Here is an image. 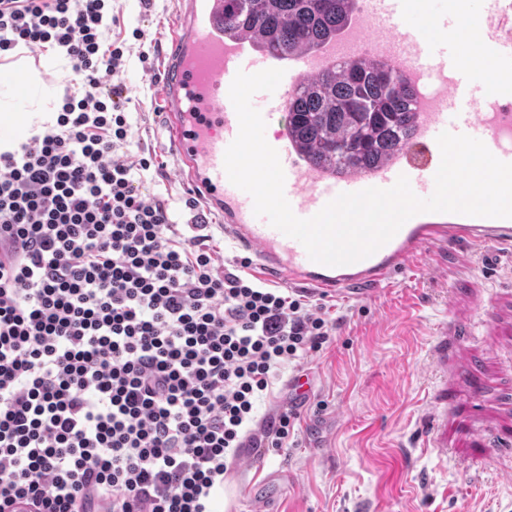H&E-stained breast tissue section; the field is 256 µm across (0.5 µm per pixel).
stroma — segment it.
<instances>
[{"instance_id":"stroma-1","label":"stroma","mask_w":512,"mask_h":512,"mask_svg":"<svg viewBox=\"0 0 512 512\" xmlns=\"http://www.w3.org/2000/svg\"><path fill=\"white\" fill-rule=\"evenodd\" d=\"M175 0H112L106 41L130 51L119 75L128 90L131 144L123 160L164 142L158 71ZM145 33L135 40L134 29ZM148 60H140V52ZM144 194L168 198L189 223L190 194L164 154ZM336 320L330 345L274 376L258 419L288 404V380L311 372L312 392L287 447L245 450L232 483L287 472L286 489L262 512H512V262L488 265L480 248L426 249L390 286L326 298ZM448 333L436 335L439 323ZM438 407L440 450L423 426Z\"/></svg>"}]
</instances>
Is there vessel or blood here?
Here are the masks:
<instances>
[{
	"mask_svg": "<svg viewBox=\"0 0 512 512\" xmlns=\"http://www.w3.org/2000/svg\"><path fill=\"white\" fill-rule=\"evenodd\" d=\"M487 2L478 40L492 50L508 79L494 95L472 86L458 50L449 48L447 8L425 10L433 31L428 37L421 25L401 24L409 0H362L360 9L318 52L291 57L275 92L262 93L261 114L267 123L266 140L277 150L285 173V197L296 216L312 217L342 193L392 187L402 175L417 196H431L441 161L436 138L444 131L477 138L499 160L512 163V29L501 27L503 19L512 17V0ZM169 34L170 49L159 72L149 79L164 88L162 126L178 175L203 214L221 216L225 237L255 251L267 277L317 295L364 294L390 283L428 247L473 245L512 253V219L427 212L409 219L363 260L337 267L312 261L299 241L255 215L252 197L231 184L224 169L225 151L239 132L230 85L237 72L274 67V59L245 40L225 35L223 0H177ZM367 47L373 59L387 62L410 83L415 130L373 168L335 172L311 163L299 151L286 103L307 80L348 63L354 52ZM286 479L283 473L270 474L252 483L246 494L266 502Z\"/></svg>",
	"mask_w": 512,
	"mask_h": 512,
	"instance_id": "vessel-or-blood-1",
	"label": "vessel or blood"
}]
</instances>
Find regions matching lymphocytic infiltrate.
Here are the masks:
<instances>
[{
  "mask_svg": "<svg viewBox=\"0 0 512 512\" xmlns=\"http://www.w3.org/2000/svg\"><path fill=\"white\" fill-rule=\"evenodd\" d=\"M108 6L0 0V57L66 47L84 90L0 150V512H215L243 449L294 432V409L256 419L272 377L336 331L143 195L160 149L117 159L130 124Z\"/></svg>",
  "mask_w": 512,
  "mask_h": 512,
  "instance_id": "lymphocytic-infiltrate-1",
  "label": "lymphocytic infiltrate"
}]
</instances>
